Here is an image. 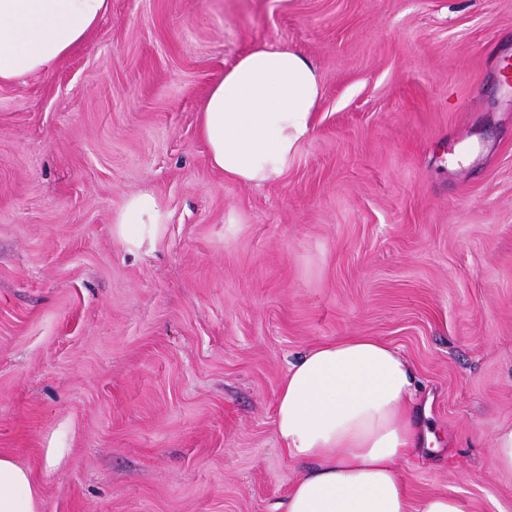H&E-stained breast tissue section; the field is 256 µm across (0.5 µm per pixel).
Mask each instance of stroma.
Returning a JSON list of instances; mask_svg holds the SVG:
<instances>
[{"label":"stroma","instance_id":"35a3bbf8","mask_svg":"<svg viewBox=\"0 0 512 512\" xmlns=\"http://www.w3.org/2000/svg\"><path fill=\"white\" fill-rule=\"evenodd\" d=\"M322 86L275 183L224 178L198 113L253 44ZM512 0H110L0 85V455L40 512H275L288 369L370 336L411 362L414 497L512 512ZM152 195L151 242L116 216ZM493 465L512 471V427L502 428L493 439Z\"/></svg>","mask_w":512,"mask_h":512}]
</instances>
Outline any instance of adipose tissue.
Listing matches in <instances>:
<instances>
[{"label":"adipose tissue","mask_w":512,"mask_h":512,"mask_svg":"<svg viewBox=\"0 0 512 512\" xmlns=\"http://www.w3.org/2000/svg\"><path fill=\"white\" fill-rule=\"evenodd\" d=\"M108 0H0V84L52 69L85 40ZM321 87L314 66L290 47L258 44L210 88L198 116L209 161L225 179L263 185L281 178L313 134ZM141 248L159 222L151 195L116 218ZM414 373L391 344L368 336L322 342L288 366L274 406L279 447L307 468L282 512H472L467 500L412 501L401 465L422 435L412 424ZM30 472L0 457V512H38Z\"/></svg>","instance_id":"adipose-tissue-1"}]
</instances>
